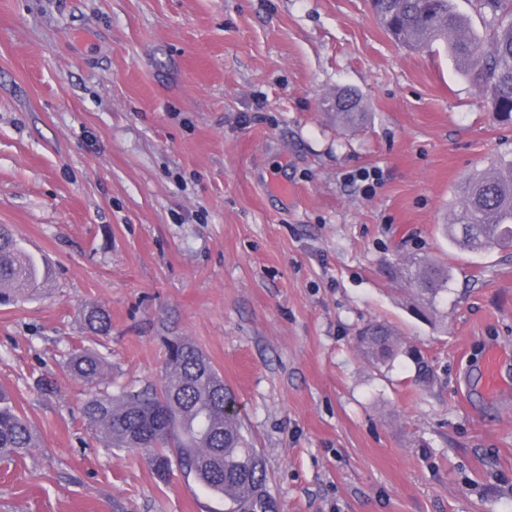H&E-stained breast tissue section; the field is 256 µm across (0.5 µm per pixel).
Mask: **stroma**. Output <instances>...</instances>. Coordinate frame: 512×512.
I'll return each instance as SVG.
<instances>
[{
    "label": "stroma",
    "mask_w": 512,
    "mask_h": 512,
    "mask_svg": "<svg viewBox=\"0 0 512 512\" xmlns=\"http://www.w3.org/2000/svg\"><path fill=\"white\" fill-rule=\"evenodd\" d=\"M341 90L363 126L326 114ZM510 153L446 47L398 45L367 0H0V225L50 266L0 307V389L39 443L0 464V512H224L104 447L65 368L81 345L139 386L167 336L223 374L277 512H512V249L441 232L464 178ZM410 257L448 268L441 325L389 275ZM370 321L422 366L373 367ZM81 320L92 334L106 336L112 330V319L110 313L101 306L87 305L81 311ZM499 354L490 351L486 354L481 371V385L487 394L494 393L500 385Z\"/></svg>",
    "instance_id": "obj_1"
}]
</instances>
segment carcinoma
<instances>
[{
	"label": "carcinoma",
	"mask_w": 512,
	"mask_h": 512,
	"mask_svg": "<svg viewBox=\"0 0 512 512\" xmlns=\"http://www.w3.org/2000/svg\"><path fill=\"white\" fill-rule=\"evenodd\" d=\"M492 30L484 43L457 10L454 0H370L379 23L392 37L415 50L436 42L448 45L458 68L488 95L492 111L512 121V0H477ZM336 122L355 126L364 117L360 99L343 91L327 100ZM448 242L481 253L512 246V159H503L468 178L460 192L458 222L446 225ZM413 294L415 312L436 316L448 294V267L430 259L404 260L394 270ZM48 277L36 256L27 252L11 228L0 225V305L34 295ZM81 320L92 334L112 330L110 313L87 305ZM362 354L376 365L399 355L398 340L385 323L365 325L357 336ZM69 373L86 387L82 412L109 448L147 449L156 475L164 480L175 469L192 476L224 499V512H274L268 474L260 451L245 434L224 377L194 343L166 337L160 379L114 395L106 388L108 369L99 354L75 350ZM37 447L28 421L8 393L0 390V462L9 463Z\"/></svg>",
	"instance_id": "1"
}]
</instances>
